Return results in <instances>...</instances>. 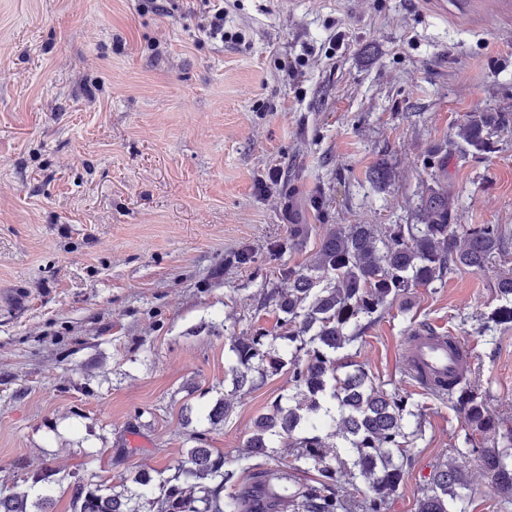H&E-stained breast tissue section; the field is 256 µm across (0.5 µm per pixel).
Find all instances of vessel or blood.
<instances>
[{
    "mask_svg": "<svg viewBox=\"0 0 512 512\" xmlns=\"http://www.w3.org/2000/svg\"><path fill=\"white\" fill-rule=\"evenodd\" d=\"M480 16L507 13L512 15V0H455ZM469 350L455 336L431 330H419L409 337L405 349V367L418 385L428 391L457 377Z\"/></svg>",
    "mask_w": 512,
    "mask_h": 512,
    "instance_id": "vessel-or-blood-1",
    "label": "vessel or blood"
}]
</instances>
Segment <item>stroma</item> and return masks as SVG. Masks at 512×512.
Here are the masks:
<instances>
[{"mask_svg":"<svg viewBox=\"0 0 512 512\" xmlns=\"http://www.w3.org/2000/svg\"><path fill=\"white\" fill-rule=\"evenodd\" d=\"M165 7L0 0V495L48 466L52 512H70L73 480L172 468L201 431L235 463L293 389L284 370L234 389L231 338L279 333L265 295L308 270L328 225L419 223L439 187L455 223L501 225V251L411 289L348 349L421 415L389 508L415 512L465 431L406 377L411 330L460 336L512 421V324L493 321L512 269V34L421 0H226L244 47L201 38L186 0ZM476 112L507 117L481 150L458 136ZM465 470L469 512H503L480 464Z\"/></svg>","mask_w":512,"mask_h":512,"instance_id":"1","label":"stroma"}]
</instances>
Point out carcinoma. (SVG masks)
<instances>
[{"mask_svg":"<svg viewBox=\"0 0 512 512\" xmlns=\"http://www.w3.org/2000/svg\"><path fill=\"white\" fill-rule=\"evenodd\" d=\"M497 120L493 112H476L459 136L478 148ZM452 212L448 191L434 190L422 201L421 223L394 224L383 235L372 224L338 225L324 237L311 273L283 271L291 288L265 295L284 314L280 332L231 338L235 387L253 382L254 371L285 367L294 386L288 404L277 403L255 420L241 452L244 466L227 468L224 453L192 448L167 477L144 472L118 485L73 482L72 512H388L408 463L403 443L422 432L419 414L410 395L376 388L364 368L339 352L410 289L456 269L481 270L500 249V225L454 224ZM315 272L328 279L326 287H316ZM471 378L468 361L437 396L454 405L469 436L482 439L466 454L480 463L508 507L512 423L489 409ZM279 438L316 477L301 483L261 462ZM330 448L336 454L329 455ZM243 471L251 482L241 480ZM51 476L46 469L26 490L0 495V512H32V496L37 512H49L50 498L39 484ZM468 489L461 465L440 463L416 499V512H469Z\"/></svg>","mask_w":512,"mask_h":512,"instance_id":"carcinoma-1","label":"carcinoma"}]
</instances>
